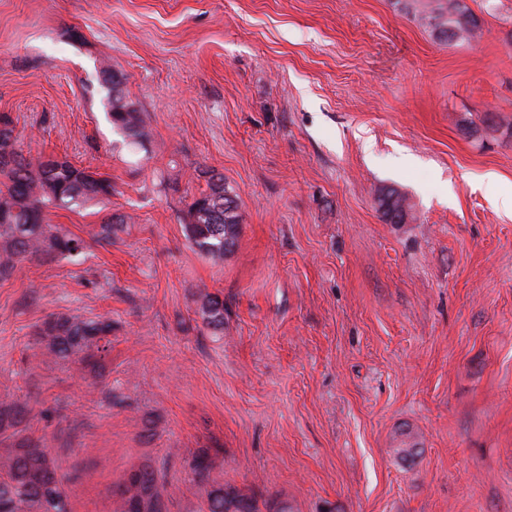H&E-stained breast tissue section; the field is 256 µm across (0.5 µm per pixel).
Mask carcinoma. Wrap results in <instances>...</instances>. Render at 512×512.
Segmentation results:
<instances>
[{"mask_svg":"<svg viewBox=\"0 0 512 512\" xmlns=\"http://www.w3.org/2000/svg\"><path fill=\"white\" fill-rule=\"evenodd\" d=\"M401 11L412 15L421 26L445 43H469L481 36L475 14L465 0H396ZM108 88V119L113 127L134 143L149 136L133 104L123 100V77L108 66L100 69ZM208 191L188 205L184 229L196 250L218 263L237 240L240 218L238 202L225 186L224 177L210 174ZM112 195V181L99 173L74 165L65 157H36L24 154L14 136L13 120L0 114V276L10 275L25 260H78L87 248L85 238L65 232L50 223L53 209L73 210ZM386 219L401 224L407 216L406 197L389 189L379 197ZM132 216L113 214L90 230L101 244L112 243V235ZM201 312L209 326L224 332V301L207 294ZM112 333L106 320H86L75 314L57 313L45 320L37 335L48 342L54 357L68 360L78 353L93 357L106 347L98 341ZM19 412L0 410V512H71L62 489L61 477L48 449L15 431ZM190 469L206 489V512H259L252 500L224 491V484L210 477V465L196 456ZM168 482L149 471L131 474L121 491L114 512H164Z\"/></svg>","mask_w":512,"mask_h":512,"instance_id":"cac0c4a2","label":"carcinoma"}]
</instances>
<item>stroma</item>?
<instances>
[{
  "label": "stroma",
  "instance_id": "1",
  "mask_svg": "<svg viewBox=\"0 0 512 512\" xmlns=\"http://www.w3.org/2000/svg\"><path fill=\"white\" fill-rule=\"evenodd\" d=\"M466 2L482 35L448 44L396 0H0V114L114 187L51 223L134 218L0 279V406L71 512H111L139 470L200 512L197 455L261 512H512V215L484 189L512 187V0ZM209 172L240 214L218 265L183 229ZM60 312L110 321L107 351L50 355ZM103 82L108 88V119L114 128L120 130L123 136L134 143L145 141L149 133L143 124L140 113L132 103L125 102L122 96L121 86L123 77L114 73L110 66L100 69ZM394 196H396L395 200L385 205V201L392 199ZM379 203L384 216L393 224H402L405 221L404 217L407 216V209L410 210L406 197L394 189L383 192L379 197ZM132 219V216L126 214H112L101 224H95L89 234L98 243L111 244L112 235H114L120 224H129ZM201 312L215 332H224V301L219 296L206 294L201 303Z\"/></svg>",
  "mask_w": 512,
  "mask_h": 512
}]
</instances>
